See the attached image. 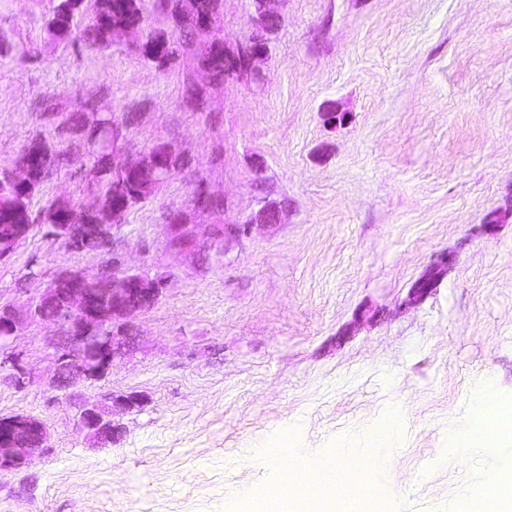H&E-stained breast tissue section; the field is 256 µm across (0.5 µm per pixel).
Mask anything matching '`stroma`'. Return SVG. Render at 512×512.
Instances as JSON below:
<instances>
[{
    "mask_svg": "<svg viewBox=\"0 0 512 512\" xmlns=\"http://www.w3.org/2000/svg\"><path fill=\"white\" fill-rule=\"evenodd\" d=\"M53 0H0V162L30 141L59 162L35 225L0 259V303L61 269L111 259L166 283L132 320V356L100 380L52 388L40 323L16 347L32 375L0 382V416L31 415L53 449L0 470V512H462L503 481L512 449V0H272L280 17L260 83L215 81L144 57L143 29L89 46L49 35ZM254 0H223L227 48ZM203 98L188 104L190 83ZM110 105L127 159L170 147L178 168L114 233L113 252L48 236L54 199L96 187L79 116ZM335 112L336 121L326 118ZM204 185L220 209L194 210ZM277 222L261 223L264 206ZM241 227L221 254L171 245ZM453 255L420 303L412 287ZM38 279H28L29 270ZM137 394L119 439L91 446L69 395ZM335 483L277 490L280 449Z\"/></svg>",
    "mask_w": 512,
    "mask_h": 512,
    "instance_id": "obj_1",
    "label": "stroma"
}]
</instances>
